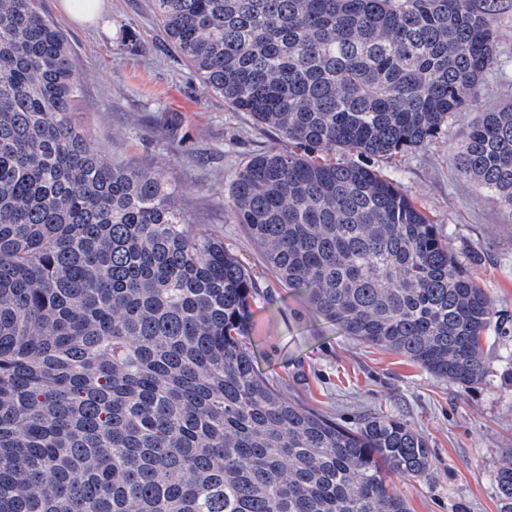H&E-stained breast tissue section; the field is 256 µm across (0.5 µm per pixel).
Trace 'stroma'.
Listing matches in <instances>:
<instances>
[{"label": "stroma", "instance_id": "obj_1", "mask_svg": "<svg viewBox=\"0 0 512 512\" xmlns=\"http://www.w3.org/2000/svg\"><path fill=\"white\" fill-rule=\"evenodd\" d=\"M40 8L64 32L84 78L74 118L94 147L158 173L188 230L222 237L252 273L257 293L246 345L263 375L292 401L347 425L380 414L417 428L432 450L431 468L391 481L409 512H499L494 475L512 453V216L458 173L456 154L480 112L512 101V0H499L501 65L483 79L477 103L454 113L424 149L375 162L439 225L449 253L503 321L500 337L485 347V379L469 387L344 335L247 245L225 208L231 184L254 154L291 145L199 80L167 40L151 0H104L91 24L70 21L60 0H40Z\"/></svg>", "mask_w": 512, "mask_h": 512}]
</instances>
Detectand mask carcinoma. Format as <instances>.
<instances>
[{"mask_svg": "<svg viewBox=\"0 0 512 512\" xmlns=\"http://www.w3.org/2000/svg\"><path fill=\"white\" fill-rule=\"evenodd\" d=\"M201 81L288 138L227 210L347 336L463 386L496 311L369 161L428 145L498 67L497 0H152ZM82 77L38 0H0V512H407L427 439L297 404L245 344L256 285L156 173L71 119ZM461 175L512 214V103ZM512 512V455L495 473Z\"/></svg>", "mask_w": 512, "mask_h": 512, "instance_id": "1", "label": "carcinoma"}]
</instances>
